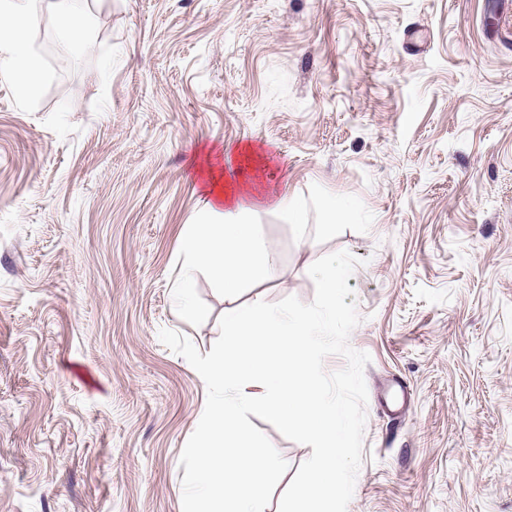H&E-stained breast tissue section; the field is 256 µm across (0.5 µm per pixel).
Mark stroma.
<instances>
[{"mask_svg":"<svg viewBox=\"0 0 512 512\" xmlns=\"http://www.w3.org/2000/svg\"><path fill=\"white\" fill-rule=\"evenodd\" d=\"M81 2L88 48L29 29L36 98L0 70V512H184L224 345L218 280L193 270L198 315L176 299L195 165L244 143L297 212L248 215L275 272L238 298L323 327L341 512H512V0ZM239 425L265 512H319L318 442ZM323 288H325V295L327 304L331 313L336 316V290L343 288L347 280V271L341 265H334L329 267L323 274Z\"/></svg>","mask_w":512,"mask_h":512,"instance_id":"stroma-1","label":"stroma"}]
</instances>
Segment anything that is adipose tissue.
<instances>
[{"mask_svg":"<svg viewBox=\"0 0 512 512\" xmlns=\"http://www.w3.org/2000/svg\"><path fill=\"white\" fill-rule=\"evenodd\" d=\"M45 10L54 12L70 46L86 45V18L66 0H0V68L24 74L29 97L39 89L41 65L29 48L28 31ZM203 195L202 215L185 249L196 266L224 284V344L229 353L201 369L219 393L209 404L198 440L187 450L201 473L188 512H263V487L272 464L259 453L241 452V444L255 443L256 438L238 425L244 413L257 408L319 441L320 460L298 494L339 505L348 494L341 474L346 432L340 406L304 383L311 371L304 355L317 342L320 327L309 312L275 310L261 298L243 303L235 296L242 278L263 281L274 272L245 214L269 200L286 207L288 199H269L262 183L231 180L212 171Z\"/></svg>","mask_w":512,"mask_h":512,"instance_id":"adipose-tissue-1","label":"adipose tissue"}]
</instances>
